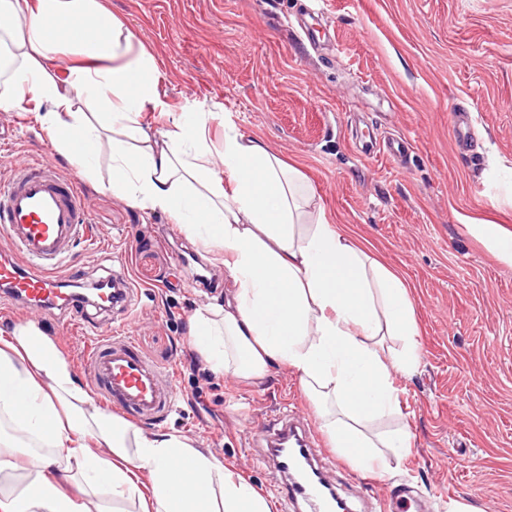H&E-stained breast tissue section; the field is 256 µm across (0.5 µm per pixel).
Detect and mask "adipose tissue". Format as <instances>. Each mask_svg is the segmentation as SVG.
Here are the masks:
<instances>
[{
	"label": "adipose tissue",
	"mask_w": 512,
	"mask_h": 512,
	"mask_svg": "<svg viewBox=\"0 0 512 512\" xmlns=\"http://www.w3.org/2000/svg\"><path fill=\"white\" fill-rule=\"evenodd\" d=\"M0 107L37 113L55 150L89 171L112 134L113 193L160 211L224 257L231 300L197 311L190 339L210 368L247 379L291 369L332 447L361 468L409 451L392 375L417 363L411 285L329 223L304 175L260 138L202 109L168 112L157 57L103 0H0ZM85 99L93 108L75 111ZM167 112L156 131L145 112ZM402 351L386 354L383 337ZM271 512L270 502L185 436L105 413L34 321L0 336V512Z\"/></svg>",
	"instance_id": "adipose-tissue-1"
}]
</instances>
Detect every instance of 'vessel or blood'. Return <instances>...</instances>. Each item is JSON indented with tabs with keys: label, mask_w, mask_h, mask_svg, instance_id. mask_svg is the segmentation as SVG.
<instances>
[{
	"label": "vessel or blood",
	"mask_w": 512,
	"mask_h": 512,
	"mask_svg": "<svg viewBox=\"0 0 512 512\" xmlns=\"http://www.w3.org/2000/svg\"><path fill=\"white\" fill-rule=\"evenodd\" d=\"M407 142L388 139L382 147L363 142L366 158L398 160ZM89 206L74 179L41 159L15 160L6 185L0 186V236L11 253L0 258V293L14 303L50 321L65 316L71 323H86L87 300L62 270L78 239L89 235ZM106 308L128 309L131 289L126 268L109 270L98 281ZM83 369L93 379L94 393L127 420L137 423L163 420L178 399L169 372L144 356L129 335L100 333L86 347ZM312 434L300 435L299 444L286 449L276 465L289 471L312 458ZM282 497L302 499L309 512H336V502L315 480L292 481Z\"/></svg>",
	"instance_id": "b4317fda"
}]
</instances>
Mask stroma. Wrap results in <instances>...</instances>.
Here are the masks:
<instances>
[{"label":"stroma","instance_id":"35a3bbf8","mask_svg":"<svg viewBox=\"0 0 512 512\" xmlns=\"http://www.w3.org/2000/svg\"><path fill=\"white\" fill-rule=\"evenodd\" d=\"M161 62L170 111L190 105L228 114L244 132L296 165L330 223L368 241L413 286L420 363L395 374L411 448L390 458L378 484L352 464L328 477L357 512H376L407 485L426 512H512V263L475 222L512 234V0H326L312 25L317 47L294 34L301 0H108ZM467 108L474 138L459 149L450 114ZM401 135L407 164L361 158L355 141ZM37 156L77 179L93 242L74 249L90 287L108 263L128 266L136 291L133 334L154 362L173 366L176 408L144 433L178 431L224 460L284 512L279 472L253 437L258 422L303 416L317 447L330 446L297 376L202 378L180 368L193 346L190 319L230 298L219 255L178 263L193 243L167 214L112 196V142L92 176L79 175L31 112L0 111V184L16 158ZM83 390L82 336L44 323Z\"/></svg>","mask_w":512,"mask_h":512}]
</instances>
